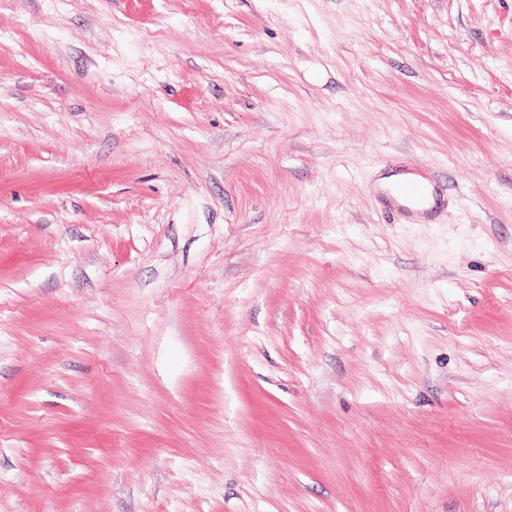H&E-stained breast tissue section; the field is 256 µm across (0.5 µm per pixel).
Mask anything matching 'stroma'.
<instances>
[{
	"label": "stroma",
	"instance_id": "obj_1",
	"mask_svg": "<svg viewBox=\"0 0 512 512\" xmlns=\"http://www.w3.org/2000/svg\"><path fill=\"white\" fill-rule=\"evenodd\" d=\"M0 512H512V0H0ZM431 182L428 171L417 169L412 173V177L398 188V192L406 198L417 199Z\"/></svg>",
	"mask_w": 512,
	"mask_h": 512
}]
</instances>
